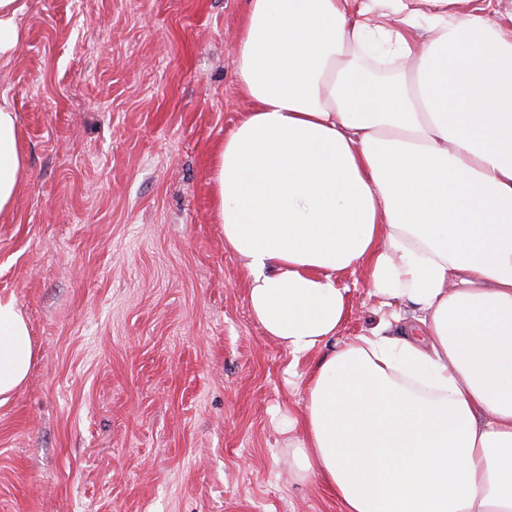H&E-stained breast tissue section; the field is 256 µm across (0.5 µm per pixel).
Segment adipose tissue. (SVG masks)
<instances>
[{"instance_id":"obj_1","label":"adipose tissue","mask_w":512,"mask_h":512,"mask_svg":"<svg viewBox=\"0 0 512 512\" xmlns=\"http://www.w3.org/2000/svg\"><path fill=\"white\" fill-rule=\"evenodd\" d=\"M427 2L248 0L213 159L254 320L313 358L293 475L341 512H512V11ZM26 170L2 101L0 215ZM357 268L389 316L336 348ZM34 356L0 296V397Z\"/></svg>"}]
</instances>
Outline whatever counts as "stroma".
<instances>
[{
  "mask_svg": "<svg viewBox=\"0 0 512 512\" xmlns=\"http://www.w3.org/2000/svg\"><path fill=\"white\" fill-rule=\"evenodd\" d=\"M0 63L27 180L0 217V295L35 359L0 403V512H339L289 469L293 360L250 315L211 159L247 109L246 0H27ZM344 344L378 302L349 272Z\"/></svg>",
  "mask_w": 512,
  "mask_h": 512,
  "instance_id": "35a3bbf8",
  "label": "stroma"
}]
</instances>
